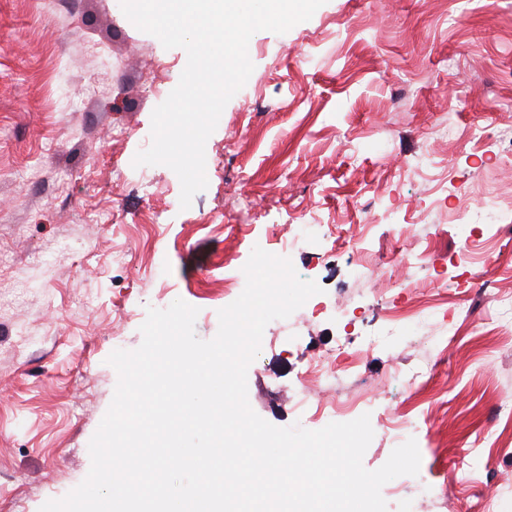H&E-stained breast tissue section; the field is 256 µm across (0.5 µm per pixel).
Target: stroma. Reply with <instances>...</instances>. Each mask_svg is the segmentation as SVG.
<instances>
[{
  "instance_id": "35a3bbf8",
  "label": "stroma",
  "mask_w": 512,
  "mask_h": 512,
  "mask_svg": "<svg viewBox=\"0 0 512 512\" xmlns=\"http://www.w3.org/2000/svg\"><path fill=\"white\" fill-rule=\"evenodd\" d=\"M254 65L205 146L207 188L188 209L163 165L130 160L179 82L120 0H0V512H39L87 476L89 442L118 381L107 362L140 346L148 307L195 306L214 338L252 246L289 258L322 302L270 322L247 373L269 423L324 427L336 386L309 376L392 310L418 336L359 356L375 470L413 418L428 484L397 477L387 512H512V0H327L288 32H256ZM495 199L499 221L463 237L457 215ZM325 236L294 241L296 225ZM375 261L429 248L438 288L355 280L351 235ZM71 239L79 259L54 257ZM122 260H115V253ZM421 377L418 390L390 383Z\"/></svg>"
}]
</instances>
